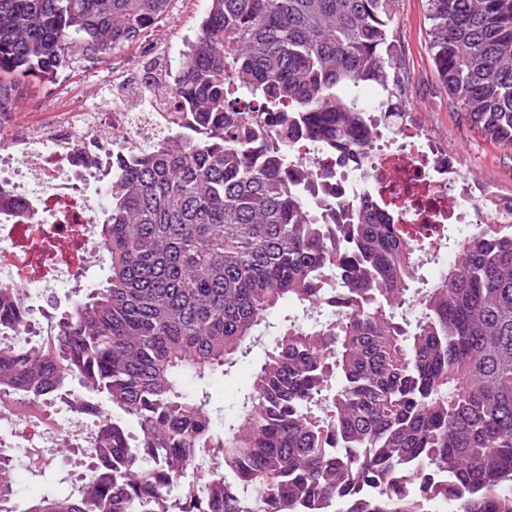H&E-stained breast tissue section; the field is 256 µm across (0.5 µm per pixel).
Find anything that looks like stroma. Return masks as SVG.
Returning a JSON list of instances; mask_svg holds the SVG:
<instances>
[{
  "label": "stroma",
  "mask_w": 512,
  "mask_h": 512,
  "mask_svg": "<svg viewBox=\"0 0 512 512\" xmlns=\"http://www.w3.org/2000/svg\"><path fill=\"white\" fill-rule=\"evenodd\" d=\"M208 8L209 0H170L165 15L141 39L115 50L103 61L80 71L62 73L51 82L28 78L23 85L22 111L36 118L47 117L62 108L72 91L110 81L118 75L136 76L153 58L179 67ZM429 28L428 0H399L398 13L391 25L390 76L401 88L404 109L424 132L434 135L446 147L462 172L494 185L501 194L512 195V150L486 141L464 121L435 69ZM305 322L306 316L298 304L281 301L266 315L255 341L233 363L201 379L184 377L187 390L208 398L215 432H224L237 420L239 408L274 337L288 324ZM73 469V458L61 452L45 471L17 468L14 502L19 512L46 493L65 495L73 491Z\"/></svg>",
  "instance_id": "obj_1"
}]
</instances>
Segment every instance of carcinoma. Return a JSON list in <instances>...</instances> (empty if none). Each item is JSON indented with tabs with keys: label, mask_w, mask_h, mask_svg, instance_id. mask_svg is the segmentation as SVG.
I'll return each mask as SVG.
<instances>
[{
	"label": "carcinoma",
	"mask_w": 512,
	"mask_h": 512,
	"mask_svg": "<svg viewBox=\"0 0 512 512\" xmlns=\"http://www.w3.org/2000/svg\"><path fill=\"white\" fill-rule=\"evenodd\" d=\"M181 66L159 67L179 123L107 165L109 276L27 349L0 340V394L56 381L94 395L109 466L23 512H512V223L453 240L457 263L399 311L424 265L367 201L334 224L296 141L361 157L368 112L403 127L390 88L399 0H209ZM434 63L469 125L512 150V0H428ZM168 0H0V108L21 72L51 79L143 36ZM333 272L336 288L318 285ZM288 299L336 310L274 340L238 424L214 440L187 372L233 362ZM0 288V326L20 325ZM335 388L329 395L330 381ZM323 414H316V410ZM136 419L137 442L124 424ZM204 453L211 469L184 484ZM0 469V512H17Z\"/></svg>",
	"instance_id": "1"
}]
</instances>
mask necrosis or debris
Wrapping results in <instances>:
<instances>
[{
  "label": "necrosis or debris",
  "instance_id": "4bbe7bcc",
  "mask_svg": "<svg viewBox=\"0 0 512 512\" xmlns=\"http://www.w3.org/2000/svg\"><path fill=\"white\" fill-rule=\"evenodd\" d=\"M169 96V90L144 87L117 100L101 86L90 96L74 93L71 105L46 122L0 114V287L16 289L26 316L10 340L26 345L55 333L53 313L33 315L36 290L72 285L78 270L100 258L95 227L104 211L100 198L84 193L82 185L113 157L164 134L159 107ZM368 148L358 165L303 145L291 159L296 166L331 171L340 201H358L382 188L399 224H454L464 234L473 224L512 222V197L461 177L440 143L421 131L407 126L385 141L373 129ZM93 406L65 384L31 412L0 398V432L20 439L21 462L30 469L54 449H89L80 475L87 484L102 464L101 431L82 422Z\"/></svg>",
  "mask_w": 512,
  "mask_h": 512
}]
</instances>
